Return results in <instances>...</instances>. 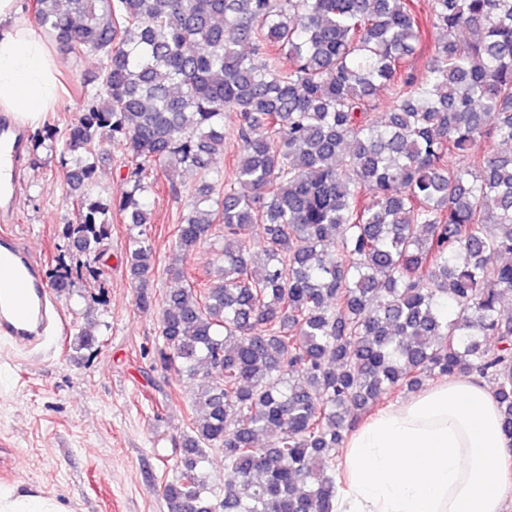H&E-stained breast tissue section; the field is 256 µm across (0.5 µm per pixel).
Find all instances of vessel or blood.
<instances>
[{"mask_svg":"<svg viewBox=\"0 0 512 512\" xmlns=\"http://www.w3.org/2000/svg\"><path fill=\"white\" fill-rule=\"evenodd\" d=\"M55 324L40 261L14 234L0 233V338L24 349L42 341Z\"/></svg>","mask_w":512,"mask_h":512,"instance_id":"vessel-or-blood-1","label":"vessel or blood"}]
</instances>
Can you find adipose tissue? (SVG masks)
Returning a JSON list of instances; mask_svg holds the SVG:
<instances>
[{"label": "adipose tissue", "instance_id": "1", "mask_svg": "<svg viewBox=\"0 0 512 512\" xmlns=\"http://www.w3.org/2000/svg\"><path fill=\"white\" fill-rule=\"evenodd\" d=\"M53 56L19 0H0V112L38 128L58 99ZM512 441L498 404L453 376L377 412L348 439L333 512H505Z\"/></svg>", "mask_w": 512, "mask_h": 512}]
</instances>
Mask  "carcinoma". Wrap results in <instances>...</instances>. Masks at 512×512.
<instances>
[{
    "instance_id": "carcinoma-1",
    "label": "carcinoma",
    "mask_w": 512,
    "mask_h": 512,
    "mask_svg": "<svg viewBox=\"0 0 512 512\" xmlns=\"http://www.w3.org/2000/svg\"><path fill=\"white\" fill-rule=\"evenodd\" d=\"M427 2L422 15L417 0H31L66 55L109 61L77 123L31 137L30 164L45 150L66 170L62 235L85 258L57 263L55 291L104 274L116 212L151 309L141 228L158 171L196 176L170 186L191 210L168 274L188 279L183 259L208 242L214 268L166 294L153 356L199 380L167 512H331L355 423L450 375L489 379L512 439V0ZM428 27L439 38L418 75ZM112 143L126 150L118 198L94 192ZM97 343L88 323L71 349ZM211 448L235 478L222 496ZM238 116L235 112H226L224 115V130L227 133V149L224 152V175L226 178L232 175L237 154L235 130L238 126ZM205 473L216 489L217 494L224 491V481L230 479L229 471L224 469V455L219 449L208 450Z\"/></svg>"
}]
</instances>
